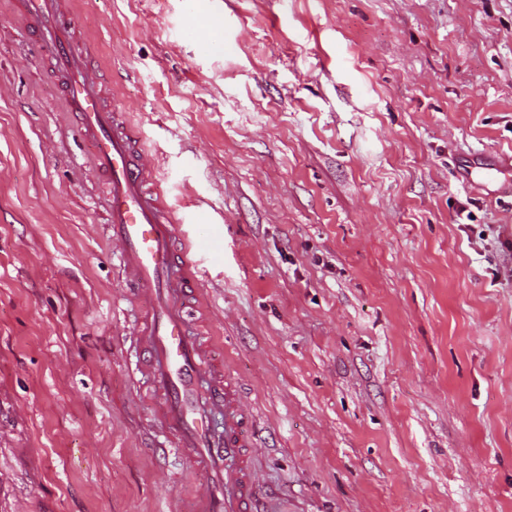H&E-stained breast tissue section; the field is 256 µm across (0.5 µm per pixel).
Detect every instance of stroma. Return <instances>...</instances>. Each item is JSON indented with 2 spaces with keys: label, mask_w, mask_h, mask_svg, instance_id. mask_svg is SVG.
Masks as SVG:
<instances>
[{
  "label": "stroma",
  "mask_w": 512,
  "mask_h": 512,
  "mask_svg": "<svg viewBox=\"0 0 512 512\" xmlns=\"http://www.w3.org/2000/svg\"><path fill=\"white\" fill-rule=\"evenodd\" d=\"M174 209L262 512H512V0H76ZM90 150L0 0V512H170Z\"/></svg>",
  "instance_id": "obj_1"
}]
</instances>
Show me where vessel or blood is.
<instances>
[{"instance_id": "1", "label": "vessel or blood", "mask_w": 512, "mask_h": 512, "mask_svg": "<svg viewBox=\"0 0 512 512\" xmlns=\"http://www.w3.org/2000/svg\"><path fill=\"white\" fill-rule=\"evenodd\" d=\"M36 43L60 80L106 190L113 250L129 301L139 307L131 375L150 385L160 453H179L194 481L192 512H257L254 418L239 382L205 333L208 302L200 266L217 244L204 234L205 208L178 216L154 160L100 69L98 45L68 0H22Z\"/></svg>"}]
</instances>
